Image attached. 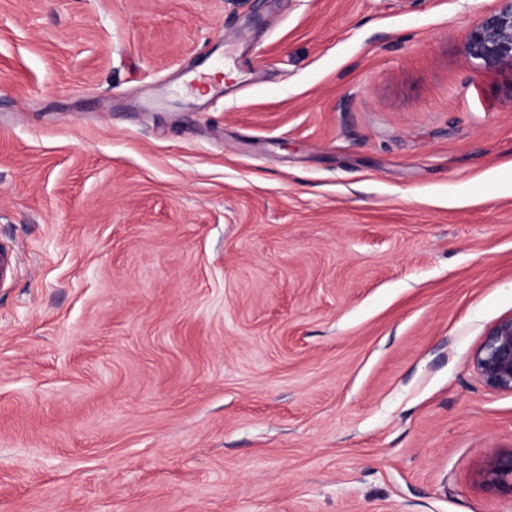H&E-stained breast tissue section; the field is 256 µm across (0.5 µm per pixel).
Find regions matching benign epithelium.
<instances>
[{"instance_id":"7a95c632","label":"benign epithelium","mask_w":512,"mask_h":512,"mask_svg":"<svg viewBox=\"0 0 512 512\" xmlns=\"http://www.w3.org/2000/svg\"><path fill=\"white\" fill-rule=\"evenodd\" d=\"M477 71H512V0H496L470 29L464 46ZM485 385L512 394V316L492 324L471 357ZM482 484L512 493V449L494 456L481 472Z\"/></svg>"}]
</instances>
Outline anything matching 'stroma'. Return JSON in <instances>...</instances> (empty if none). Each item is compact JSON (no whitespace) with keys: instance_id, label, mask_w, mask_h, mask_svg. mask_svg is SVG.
Here are the masks:
<instances>
[{"instance_id":"35a3bbf8","label":"stroma","mask_w":512,"mask_h":512,"mask_svg":"<svg viewBox=\"0 0 512 512\" xmlns=\"http://www.w3.org/2000/svg\"><path fill=\"white\" fill-rule=\"evenodd\" d=\"M494 0H0V512H512ZM470 29L464 53L478 72H512V0H495ZM471 366L487 387L512 394V316L488 328L472 354ZM480 477L485 487L512 493V448L494 456L483 468Z\"/></svg>"}]
</instances>
